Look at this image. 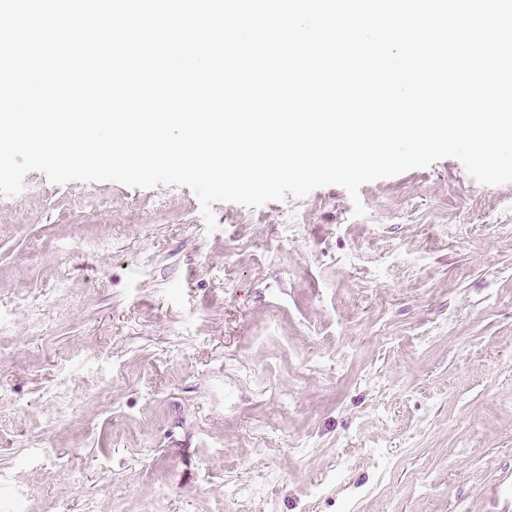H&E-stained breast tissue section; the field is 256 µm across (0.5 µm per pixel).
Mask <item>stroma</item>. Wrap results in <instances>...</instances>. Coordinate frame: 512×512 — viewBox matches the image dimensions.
I'll return each mask as SVG.
<instances>
[{
    "instance_id": "35a3bbf8",
    "label": "stroma",
    "mask_w": 512,
    "mask_h": 512,
    "mask_svg": "<svg viewBox=\"0 0 512 512\" xmlns=\"http://www.w3.org/2000/svg\"><path fill=\"white\" fill-rule=\"evenodd\" d=\"M213 210L0 195V512H512V183Z\"/></svg>"
}]
</instances>
